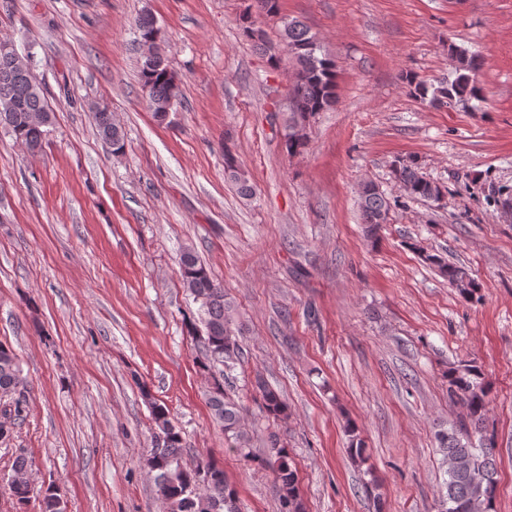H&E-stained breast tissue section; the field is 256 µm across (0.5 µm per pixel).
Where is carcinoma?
<instances>
[{
	"label": "carcinoma",
	"mask_w": 512,
	"mask_h": 512,
	"mask_svg": "<svg viewBox=\"0 0 512 512\" xmlns=\"http://www.w3.org/2000/svg\"><path fill=\"white\" fill-rule=\"evenodd\" d=\"M280 41L287 44L288 53L296 66L291 88L292 112L285 134V148L294 152L305 147L307 118L323 112L336 102V71L334 61L322 53L320 43L310 28L300 19H285ZM452 74L434 83L410 80L413 92L432 107L448 102H465L481 98L476 76L482 61L465 52H456L451 58ZM142 87L148 108L154 116L164 119L169 105H177L179 87L175 74L168 67L164 55L151 65L142 64ZM13 102L10 112H0V126L7 129L17 142L31 154L42 149L52 124L51 112L44 104V96L31 74L13 66L0 57V104L4 99ZM99 136L116 151L124 149V139L112 113L105 108L94 110ZM224 172L243 198L255 194V187L230 153L224 154ZM394 179L415 198L437 202L443 196L438 183L425 178L418 171L414 159L394 165ZM362 223L368 238L375 241L382 226L388 223L392 202L379 188L360 195ZM424 259L436 268L441 277L456 288L467 300L479 299V284L468 271L448 262L439 254H424ZM180 273L184 287L198 304V314L204 326L197 333L195 323H189L190 332L198 334V343L205 352L201 369L210 373L221 364L232 368L238 361L240 348L236 336L232 303L227 300L224 286L212 279L191 247L182 250ZM21 384L20 367L11 348L0 343V399L9 398L8 407L0 411V418L15 422L26 411L27 400ZM262 406L275 417L288 416V406L280 395L256 378ZM142 397L151 405L154 428L163 432L161 441H152L145 458L147 468L155 473V492L167 512H240L235 488L224 477V468L206 462L194 469L182 464V436L169 418L166 407L156 403L147 388H141ZM489 387L476 363L466 361L448 370V396L462 404L466 415L459 421L435 433L437 448L442 455L443 482L438 501V512H494L497 485L494 435L485 428ZM208 404L213 419L224 429L225 438L233 447L244 450L250 446V436L242 427L243 408L224 392V380L214 378L209 389ZM350 454L364 460L363 442L355 427L347 428ZM269 457L264 464L272 468L281 492L285 512H305L297 486V470L292 466L288 451L279 435H268ZM41 512H64L61 498L52 488L42 492Z\"/></svg>",
	"instance_id": "obj_1"
}]
</instances>
